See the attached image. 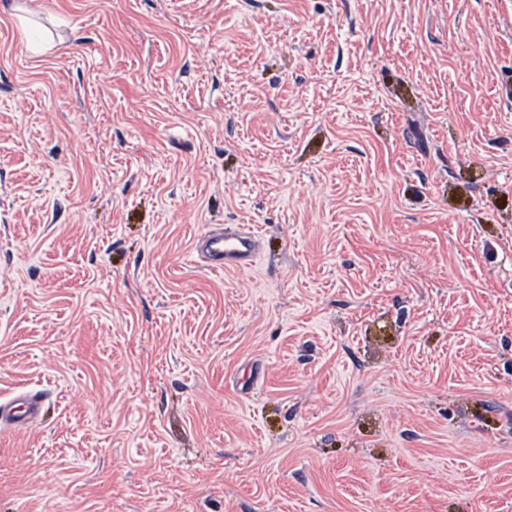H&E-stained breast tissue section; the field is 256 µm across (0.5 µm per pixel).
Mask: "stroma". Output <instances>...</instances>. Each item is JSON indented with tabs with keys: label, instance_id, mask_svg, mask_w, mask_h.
I'll list each match as a JSON object with an SVG mask.
<instances>
[{
	"label": "stroma",
	"instance_id": "35a3bbf8",
	"mask_svg": "<svg viewBox=\"0 0 512 512\" xmlns=\"http://www.w3.org/2000/svg\"><path fill=\"white\" fill-rule=\"evenodd\" d=\"M22 2L0 512H512V0ZM258 235L249 225H238L235 233L212 232L204 236L201 250L212 268L243 267L251 264ZM38 400L37 393H26L25 399L12 398L7 401L1 399L0 418H4L6 421L14 420L18 417L15 413H18L21 408L25 411V414H29L36 406Z\"/></svg>",
	"mask_w": 512,
	"mask_h": 512
}]
</instances>
